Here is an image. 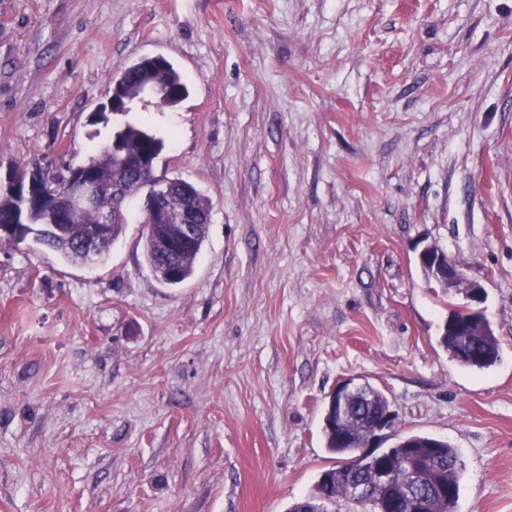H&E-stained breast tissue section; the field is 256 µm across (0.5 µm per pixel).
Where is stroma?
I'll return each instance as SVG.
<instances>
[{
    "mask_svg": "<svg viewBox=\"0 0 512 512\" xmlns=\"http://www.w3.org/2000/svg\"><path fill=\"white\" fill-rule=\"evenodd\" d=\"M145 55L188 97L97 122ZM212 211L194 276L146 267L138 207L100 262L0 244V512H287L336 464V386L456 448L455 512H512V0H0V172L117 125ZM486 291L487 369L440 343L413 249ZM116 137L126 146L130 155L148 153L159 156L163 140L152 133L147 127L125 123L117 127Z\"/></svg>",
    "mask_w": 512,
    "mask_h": 512,
    "instance_id": "1",
    "label": "stroma"
}]
</instances>
